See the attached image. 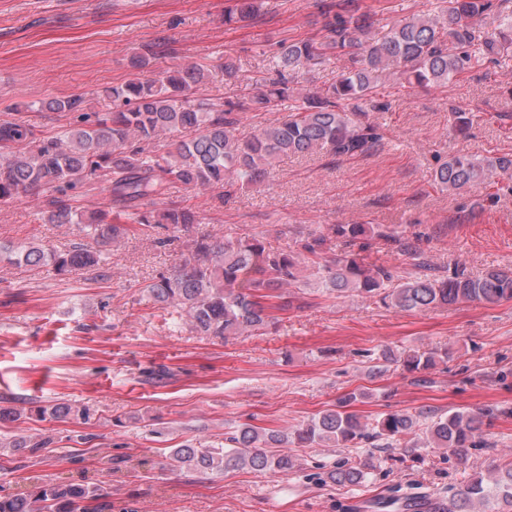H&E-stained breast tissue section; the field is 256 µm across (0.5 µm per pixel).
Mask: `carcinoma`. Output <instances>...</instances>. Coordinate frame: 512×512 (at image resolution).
<instances>
[{"label": "carcinoma", "instance_id": "obj_1", "mask_svg": "<svg viewBox=\"0 0 512 512\" xmlns=\"http://www.w3.org/2000/svg\"><path fill=\"white\" fill-rule=\"evenodd\" d=\"M512 0H436L437 14L414 15L395 23L381 40H373L374 21L358 0H319L323 34L278 43V78L254 94L249 106L227 100L196 97L210 81L211 71L194 62L158 71L151 78L141 73L155 56L152 48L133 58L131 76L112 87L113 111H82L83 99H52L45 107L79 113V124L60 136L36 138L26 121L0 124V202L27 196L42 198L50 224H76L93 244L79 243L66 251L28 244L0 246V257L27 267L53 265L61 274L100 268L103 249L119 243L139 224L160 235L164 244L179 232L199 223L196 212L183 207L161 211L150 208L172 184H183L215 194L224 201L238 190L268 177L276 162L288 155L325 149L336 157H353L378 142L375 127L363 121L377 109L375 97L389 81L402 86L446 87L475 66L497 63L512 56ZM260 0H233L224 11V24L255 19ZM345 59L349 65L325 91L300 94L287 74L312 64ZM281 107L288 115L260 128L250 137L238 136L239 112ZM168 138L164 147L157 142ZM512 173V156H448L434 171L441 190L458 193L491 183ZM109 192L104 208L82 210L71 204L70 193L92 182ZM384 233L365 224H331L327 234L311 236L298 252L274 249L251 239L226 240L202 235L193 239L191 256L168 274L146 286L150 298L162 307L183 312L200 336L226 339L263 330L288 310L283 289L299 280L301 256L318 258L311 277L331 294L355 290L373 296L383 293L389 307L403 312H424L457 304L495 305L512 300V268H490L473 277L462 270L446 277L427 273L430 262L404 242L401 249L416 260L424 273L393 282L390 269L370 264L348 250L325 255L327 241L335 238L350 247L367 234ZM399 363L408 372L426 370L436 363L425 354L382 355L369 374ZM358 394L351 392L336 408L297 428L293 433L244 426L225 438V445L196 448L184 445L170 452L174 469L207 473L249 469L286 476L298 466V457L286 450L299 448H355L363 441L384 440L386 447L416 432L420 419L427 443L455 455L476 446L475 438L494 409L413 415L395 411L364 423L348 411ZM373 464L366 460L343 462L327 473L330 482L354 486L365 481ZM499 512H512V463L488 478L479 476L452 489L439 512H475L489 501ZM112 505L102 486L71 480L36 482L30 491L0 496V512H107Z\"/></svg>", "mask_w": 512, "mask_h": 512}]
</instances>
